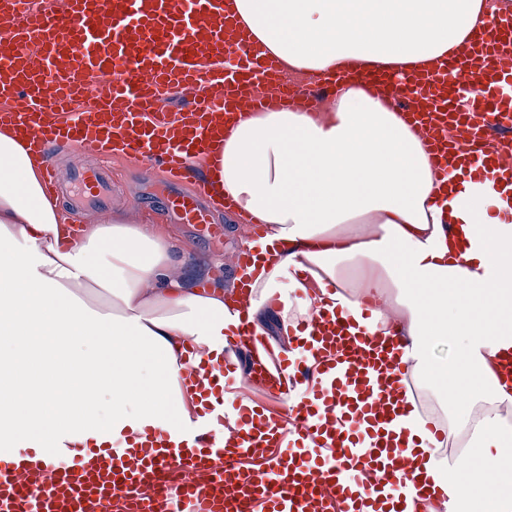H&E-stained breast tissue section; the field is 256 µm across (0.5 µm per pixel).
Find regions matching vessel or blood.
<instances>
[{"instance_id":"vessel-or-blood-1","label":"vessel or blood","mask_w":512,"mask_h":512,"mask_svg":"<svg viewBox=\"0 0 512 512\" xmlns=\"http://www.w3.org/2000/svg\"><path fill=\"white\" fill-rule=\"evenodd\" d=\"M370 86L425 128L436 168L512 185V100L499 94L512 87V7L451 62ZM337 89L329 74L313 90L285 86L279 61L235 27L224 0H60L42 12L30 0H0V126L40 156L66 142L161 170L174 189L168 206L186 224L235 207L207 174L191 193L178 190L228 120L272 102L310 109ZM74 181L75 202L107 203L102 169L78 170ZM239 341L253 397L241 396L230 359L185 353L181 376L204 402L193 426L176 439H131L120 452L74 445L59 466L34 450L25 467L0 455V512H401L395 495L412 463L390 425L411 405L394 339L318 305L299 328L303 360L260 353L263 339L248 329ZM300 387V402L283 407ZM228 405L239 432L226 440Z\"/></svg>"}]
</instances>
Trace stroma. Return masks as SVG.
<instances>
[{"label": "stroma", "instance_id": "1", "mask_svg": "<svg viewBox=\"0 0 512 512\" xmlns=\"http://www.w3.org/2000/svg\"><path fill=\"white\" fill-rule=\"evenodd\" d=\"M112 174L110 212L153 224L168 225L171 232L188 246V263L199 272L197 286L231 278L238 255L236 218L221 210L213 211L210 222L195 226L184 224L169 209V189L159 173L121 158L103 157Z\"/></svg>", "mask_w": 512, "mask_h": 512}]
</instances>
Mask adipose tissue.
Segmentation results:
<instances>
[{
    "label": "adipose tissue",
    "mask_w": 512,
    "mask_h": 512,
    "mask_svg": "<svg viewBox=\"0 0 512 512\" xmlns=\"http://www.w3.org/2000/svg\"><path fill=\"white\" fill-rule=\"evenodd\" d=\"M292 72L426 69L458 54L494 0H227ZM215 188L260 258L226 285L191 286L187 249L154 224L103 216L72 234L48 199L41 159L0 129V454L55 461L74 444L125 447L178 435L197 407L181 357L229 353L241 322L294 358L291 335L321 302L398 338L412 388L435 389L438 417L401 416L416 473L440 512H512V204L433 169L418 133L359 79L322 112L270 108L224 137ZM252 280L240 297L237 280ZM375 306L363 313L364 298ZM432 336L452 359H434ZM112 409L103 412V400ZM465 436L472 472L440 458L434 430Z\"/></svg>",
    "instance_id": "1"
}]
</instances>
